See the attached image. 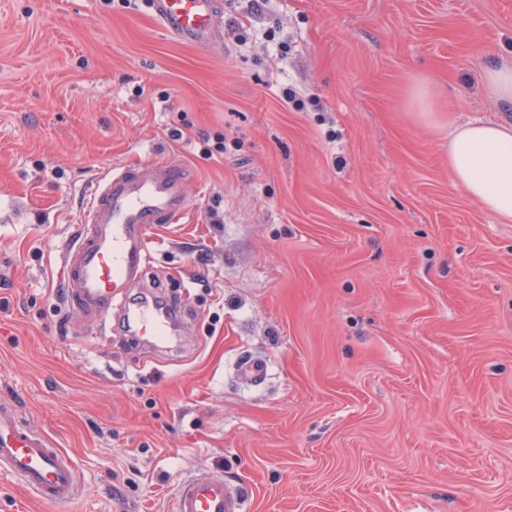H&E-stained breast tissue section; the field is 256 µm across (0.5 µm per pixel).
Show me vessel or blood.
Masks as SVG:
<instances>
[{
  "instance_id": "obj_1",
  "label": "vessel or blood",
  "mask_w": 512,
  "mask_h": 512,
  "mask_svg": "<svg viewBox=\"0 0 512 512\" xmlns=\"http://www.w3.org/2000/svg\"><path fill=\"white\" fill-rule=\"evenodd\" d=\"M161 28L173 39L204 50L221 37L220 0H150ZM188 172L169 161L113 168L94 187L77 235L61 256L67 304L90 317L98 330L112 318V304L142 283L154 256L153 235L176 223L190 205ZM132 335L148 344L168 339V320L151 304L128 309ZM32 490L41 503L62 505L78 493L72 460L38 429L0 404V475ZM243 494L211 473L179 484L174 512H243Z\"/></svg>"
}]
</instances>
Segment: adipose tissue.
<instances>
[{
    "instance_id": "ef3b65f1",
    "label": "adipose tissue",
    "mask_w": 512,
    "mask_h": 512,
    "mask_svg": "<svg viewBox=\"0 0 512 512\" xmlns=\"http://www.w3.org/2000/svg\"><path fill=\"white\" fill-rule=\"evenodd\" d=\"M448 168L485 210L512 221V124L480 122L454 132Z\"/></svg>"
}]
</instances>
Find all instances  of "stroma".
I'll list each match as a JSON object with an SVG mask.
<instances>
[{"mask_svg":"<svg viewBox=\"0 0 512 512\" xmlns=\"http://www.w3.org/2000/svg\"><path fill=\"white\" fill-rule=\"evenodd\" d=\"M223 4L247 39L203 52L144 0H0V403L80 484L0 512H171L218 471L246 512H512V223L448 169L450 131L512 122L483 86L512 0ZM155 158L199 191L145 279L180 317L153 353L56 267L96 181Z\"/></svg>","mask_w":512,"mask_h":512,"instance_id":"35a3bbf8","label":"stroma"}]
</instances>
